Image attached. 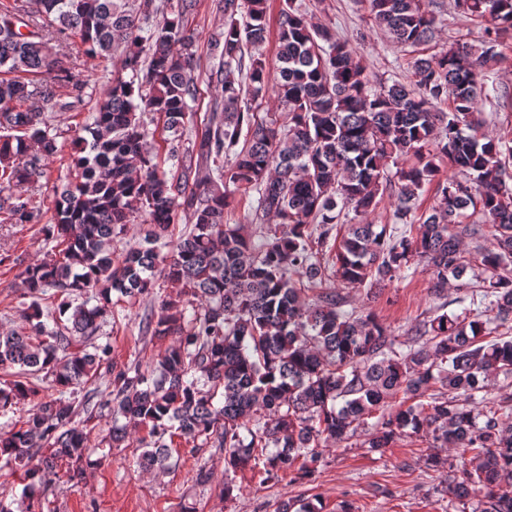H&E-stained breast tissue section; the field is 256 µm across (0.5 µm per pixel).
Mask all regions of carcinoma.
Masks as SVG:
<instances>
[{"label":"carcinoma","instance_id":"carcinoma-1","mask_svg":"<svg viewBox=\"0 0 512 512\" xmlns=\"http://www.w3.org/2000/svg\"><path fill=\"white\" fill-rule=\"evenodd\" d=\"M213 2L224 31L212 41L209 83L221 98L191 135L200 88L185 19L200 0H40L37 17L22 0H0V224L40 223L27 190L48 183V160L62 151L44 112L83 101L85 84L59 60L61 39L79 36L90 57L124 46L92 121L74 130L69 177L42 226L52 247L19 273L25 324L0 334V367L16 370L0 384V415L32 401V378L58 396L0 434V461L29 490L47 489L61 467L79 482L90 465L87 423L103 418V441L135 445L146 471L174 469L185 443L269 479L309 475L319 448L360 431L371 452L416 436L454 452L428 458L445 471L441 492L471 512H512V401L477 397L492 375L512 373V146L480 132L476 107L512 30V0H456L485 24L482 45L419 53L414 83L377 87L348 43L294 0L279 13L274 74L248 52L268 39L269 0ZM369 9L401 45L434 37L426 0H369ZM271 89L286 124L254 112ZM156 116L164 158L150 141ZM444 159L452 176L441 180ZM235 192L256 193L255 216L273 220L257 242L224 222ZM387 194L394 223H352ZM470 207L481 223L460 221ZM129 224L146 226L147 246L117 260L112 242ZM177 224L190 229L172 242ZM488 232L496 248L467 258L463 239ZM474 261L475 283L466 278ZM413 263L436 295L454 281L462 309L437 307L402 342L322 287L371 289ZM158 273L178 292L143 324L170 344L146 366L119 368L110 342H96L112 294L148 295ZM50 289L54 308L43 304ZM103 374L111 391L99 399L89 386Z\"/></svg>","mask_w":512,"mask_h":512}]
</instances>
